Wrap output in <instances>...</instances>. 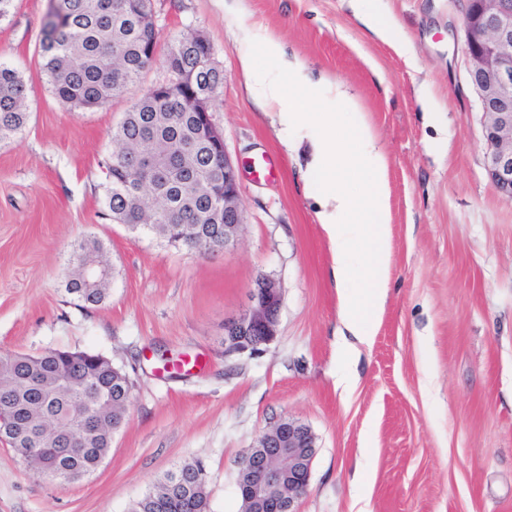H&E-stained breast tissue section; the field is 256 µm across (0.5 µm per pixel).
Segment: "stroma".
Segmentation results:
<instances>
[{
  "mask_svg": "<svg viewBox=\"0 0 512 512\" xmlns=\"http://www.w3.org/2000/svg\"><path fill=\"white\" fill-rule=\"evenodd\" d=\"M405 55L369 32L349 0H154L158 45L205 36L224 72L210 109L240 173L234 248L201 254L115 223L104 205L111 132L162 63L105 108L61 105L41 70L50 0H15L0 61L26 84L30 119L0 144V353H96L133 383L128 417L100 468L74 483L29 470L0 441V512H128L192 460L209 512H239L235 462L282 417L308 425L316 453L297 512H512V199L486 170L478 97L467 79L462 0H381ZM279 40L351 97L388 164V297L336 387V252L315 219L307 146L288 150L276 113L249 94L233 26ZM428 89L431 120L419 98ZM267 155L279 167L251 178ZM95 239L112 268L88 306L66 291L73 246ZM283 288L278 336L256 358L224 357V320L256 278Z\"/></svg>",
  "mask_w": 512,
  "mask_h": 512,
  "instance_id": "1",
  "label": "stroma"
}]
</instances>
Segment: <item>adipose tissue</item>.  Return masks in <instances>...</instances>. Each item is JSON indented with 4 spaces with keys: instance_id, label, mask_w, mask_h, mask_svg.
Listing matches in <instances>:
<instances>
[{
    "instance_id": "adipose-tissue-1",
    "label": "adipose tissue",
    "mask_w": 512,
    "mask_h": 512,
    "mask_svg": "<svg viewBox=\"0 0 512 512\" xmlns=\"http://www.w3.org/2000/svg\"><path fill=\"white\" fill-rule=\"evenodd\" d=\"M359 20L375 35L393 41L402 52L410 45L401 30L390 23L377 0H350ZM263 55L272 69L259 75L255 57ZM240 65L246 86L267 111L277 113L284 140L298 135L313 147L308 174L319 176V210L316 218L324 227L336 251L333 276L340 298L339 343L346 355H354L358 345L368 343L375 324L374 313L386 298L382 266L386 261L389 188L387 164L362 113L349 116L345 136H338L333 100L321 89L307 69L289 58L276 39H257L244 32L240 39ZM319 111H311V101ZM359 179L361 193H350L348 179ZM360 247L368 257L363 272H356L347 259L350 248ZM363 276L366 286L353 292L355 276Z\"/></svg>"
}]
</instances>
